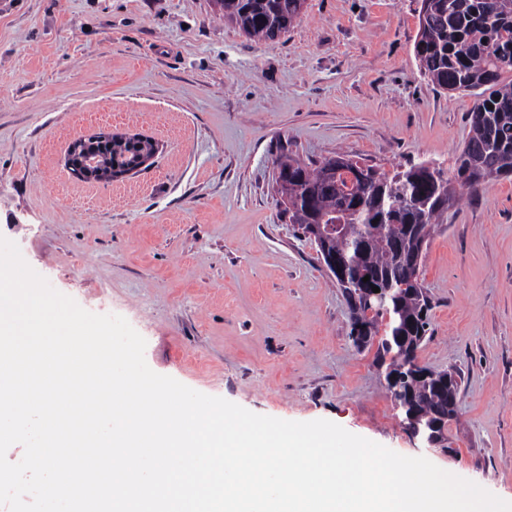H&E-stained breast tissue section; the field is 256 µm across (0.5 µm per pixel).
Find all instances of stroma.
<instances>
[{
    "instance_id": "stroma-1",
    "label": "stroma",
    "mask_w": 512,
    "mask_h": 512,
    "mask_svg": "<svg viewBox=\"0 0 512 512\" xmlns=\"http://www.w3.org/2000/svg\"><path fill=\"white\" fill-rule=\"evenodd\" d=\"M421 0H305L271 41L213 0H0V237L83 309L124 317L156 373L254 413L330 420L512 502V177L448 210L420 278V364L459 372L423 448L316 247L282 215L274 161L452 169L476 99L419 71ZM151 138L150 166L87 183L77 138Z\"/></svg>"
}]
</instances>
